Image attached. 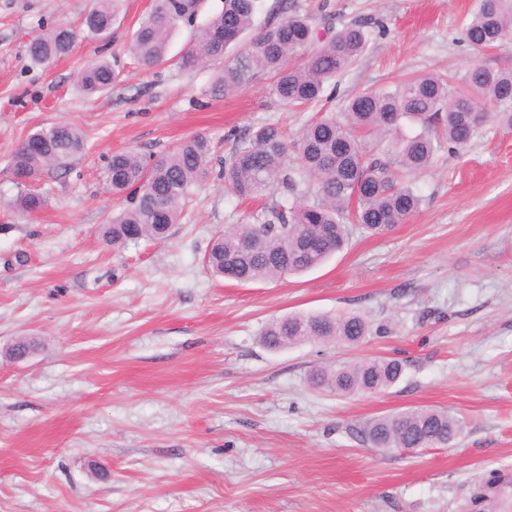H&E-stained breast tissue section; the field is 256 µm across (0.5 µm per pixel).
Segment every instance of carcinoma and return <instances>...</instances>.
Masks as SVG:
<instances>
[{
    "label": "carcinoma",
    "instance_id": "cac0c4a2",
    "mask_svg": "<svg viewBox=\"0 0 512 512\" xmlns=\"http://www.w3.org/2000/svg\"><path fill=\"white\" fill-rule=\"evenodd\" d=\"M121 0H94L83 19L88 40L106 41ZM199 0H155L129 41V52L145 67L164 61L173 31L193 28L178 60L183 71L222 61L224 68L207 89L225 98L271 74L270 91L284 104L301 108L320 101L336 78L369 43L372 26L356 21L320 31L296 13L294 0H278L263 26L254 27L257 0H224L223 8L195 26ZM475 48L496 47L512 38V0H478L465 24ZM76 32L55 24L27 46L31 63L46 65L71 52ZM120 71L105 59L86 64L79 86L103 95ZM341 118L309 125L293 144L275 125L260 126L237 141L224 167L228 191L241 199H267L245 224L217 236L206 256L211 271L241 283L304 273L342 251L349 223L381 234L408 221L421 206L412 176L430 167L437 152L466 145L489 121L512 130V70L475 65L451 86L446 76L416 75L384 88L366 87L346 100ZM85 147L82 131L69 122L29 134L12 153L17 184L36 183L50 169H64ZM295 153L288 162V151ZM210 139L197 134L149 155L129 150L112 154L105 177L112 193L128 205L104 225L107 244L125 246L142 239L163 240L178 223L195 189L209 175ZM43 193L28 190L17 205L41 210ZM370 334L360 315L292 313L264 327L261 343L279 351L296 345L338 342L352 347ZM404 370L395 358L371 357L319 368L313 383L339 395L386 390ZM462 421L445 409H409L374 418L360 430L371 447L434 448L455 444ZM466 512H512V473L493 469L472 492Z\"/></svg>",
    "mask_w": 512,
    "mask_h": 512
}]
</instances>
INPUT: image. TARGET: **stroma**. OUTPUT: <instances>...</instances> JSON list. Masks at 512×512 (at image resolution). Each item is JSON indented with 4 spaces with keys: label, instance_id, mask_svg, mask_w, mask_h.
I'll list each match as a JSON object with an SVG mask.
<instances>
[{
    "label": "stroma",
    "instance_id": "1",
    "mask_svg": "<svg viewBox=\"0 0 512 512\" xmlns=\"http://www.w3.org/2000/svg\"><path fill=\"white\" fill-rule=\"evenodd\" d=\"M296 2L336 27L380 24L335 98L302 111L267 76L206 96L213 69L172 63L184 25L169 63L141 66L127 43L153 0H124L109 43L77 39L47 66L28 60L30 39L79 28L94 0H0V512H465L485 472L512 470V131L489 123L440 152L414 181L415 216L378 235L351 226L348 247L315 270L241 284L206 269L212 239L257 208L224 191L239 137L274 124L296 139L358 88L406 75L512 70V41L486 52L466 41L474 0ZM103 56L120 81L85 95L79 72ZM61 121L84 131V154L44 175L42 210L13 208L14 148ZM198 133L213 143L211 176L170 238L104 243L123 206L103 178L112 153ZM343 312L371 324L357 348L260 343L273 319ZM22 338L37 349L8 358ZM372 356L404 363L394 387L343 397L310 381ZM414 407L454 413L461 439L413 452L361 439L367 420Z\"/></svg>",
    "mask_w": 512,
    "mask_h": 512
}]
</instances>
